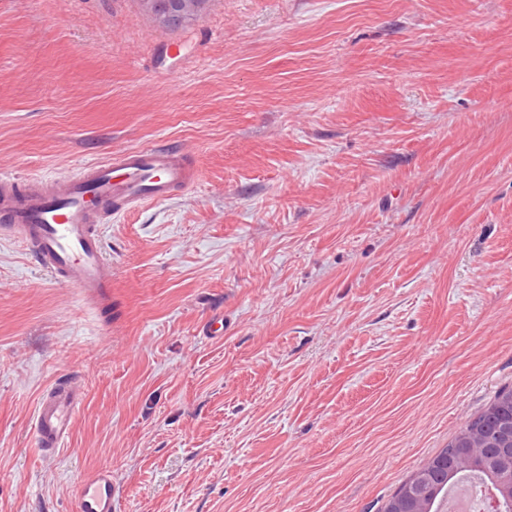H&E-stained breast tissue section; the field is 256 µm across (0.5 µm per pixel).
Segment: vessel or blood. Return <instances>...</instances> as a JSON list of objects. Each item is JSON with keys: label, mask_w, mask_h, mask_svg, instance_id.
Masks as SVG:
<instances>
[{"label": "vessel or blood", "mask_w": 512, "mask_h": 512, "mask_svg": "<svg viewBox=\"0 0 512 512\" xmlns=\"http://www.w3.org/2000/svg\"><path fill=\"white\" fill-rule=\"evenodd\" d=\"M193 180L182 152L169 144L120 151L64 180L1 174L0 231L19 239L54 281L97 303L107 298L112 280L102 224L125 210L164 201ZM83 400L71 380L43 394L33 420L43 452L64 446ZM75 512H117L111 468L81 480Z\"/></svg>", "instance_id": "vessel-or-blood-1"}]
</instances>
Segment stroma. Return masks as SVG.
I'll list each match as a JSON object with an SVG mask.
<instances>
[{"mask_svg":"<svg viewBox=\"0 0 512 512\" xmlns=\"http://www.w3.org/2000/svg\"><path fill=\"white\" fill-rule=\"evenodd\" d=\"M157 142L195 180L103 225L106 305L0 235V512L100 467L120 512H380L512 390V0H0V173ZM208 0H143L145 8L163 25L178 27L196 18ZM84 400L80 386L71 380L57 382L40 399L33 420L38 445L45 453L63 447L72 430V420Z\"/></svg>","mask_w":512,"mask_h":512,"instance_id":"obj_1","label":"stroma"}]
</instances>
